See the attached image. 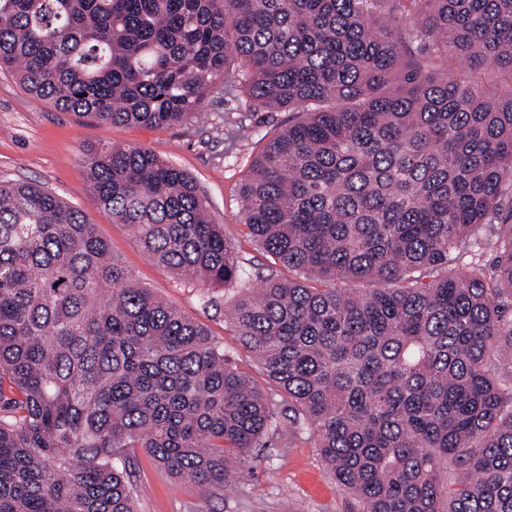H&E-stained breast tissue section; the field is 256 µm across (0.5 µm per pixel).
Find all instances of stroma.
Returning <instances> with one entry per match:
<instances>
[{
	"instance_id": "35a3bbf8",
	"label": "stroma",
	"mask_w": 512,
	"mask_h": 512,
	"mask_svg": "<svg viewBox=\"0 0 512 512\" xmlns=\"http://www.w3.org/2000/svg\"><path fill=\"white\" fill-rule=\"evenodd\" d=\"M226 109L217 95L204 104L210 128H145L112 125L56 109L31 95L9 72H0V180L41 184L68 203L81 207L113 253L135 278L205 325L224 345L226 356L249 374L258 369L239 349L224 310L238 297L234 288L211 287L210 306H202L197 289L154 265L127 225L113 223L91 200L83 168L87 144L120 143L146 147L190 174L203 194L214 223L223 225L236 253L259 265L266 255L251 245L241 221L239 186L262 147L263 136L283 128L285 112H258L251 118V139L228 146L213 126ZM134 498L138 512H357L353 499L332 480L312 445L270 451L253 449L236 462L237 481L224 494H205L197 485L171 478L143 451L134 453Z\"/></svg>"
}]
</instances>
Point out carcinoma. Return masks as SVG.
<instances>
[{
    "label": "carcinoma",
    "mask_w": 512,
    "mask_h": 512,
    "mask_svg": "<svg viewBox=\"0 0 512 512\" xmlns=\"http://www.w3.org/2000/svg\"><path fill=\"white\" fill-rule=\"evenodd\" d=\"M0 70L112 124L244 94L233 144L295 113L239 189L266 267L170 161L83 158L157 266L241 290L266 389L80 208L0 181V512H136L133 448L221 489L309 442L358 512H512V0H0Z\"/></svg>",
    "instance_id": "obj_1"
}]
</instances>
